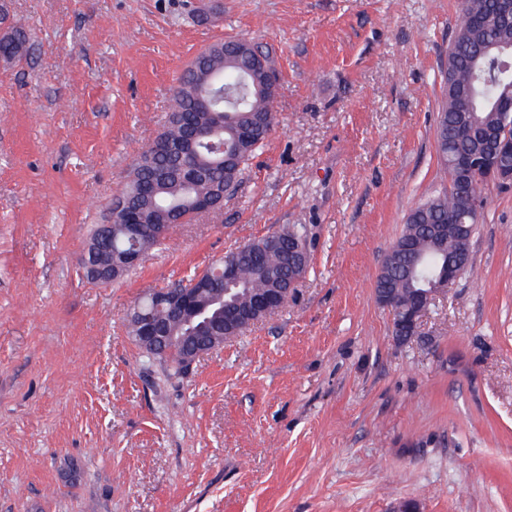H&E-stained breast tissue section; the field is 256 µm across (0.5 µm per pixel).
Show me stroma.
<instances>
[{
    "label": "stroma",
    "mask_w": 512,
    "mask_h": 512,
    "mask_svg": "<svg viewBox=\"0 0 512 512\" xmlns=\"http://www.w3.org/2000/svg\"><path fill=\"white\" fill-rule=\"evenodd\" d=\"M0 61V512H512V185L408 343L374 288L436 153L461 0H7ZM269 48L276 126L220 211L128 275L79 260L209 46ZM303 226L287 305L168 375L152 289ZM26 34L21 28L9 27L0 33V59L5 62L20 60L27 52Z\"/></svg>",
    "instance_id": "obj_1"
}]
</instances>
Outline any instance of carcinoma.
I'll return each instance as SVG.
<instances>
[{
    "instance_id": "obj_1",
    "label": "carcinoma",
    "mask_w": 512,
    "mask_h": 512,
    "mask_svg": "<svg viewBox=\"0 0 512 512\" xmlns=\"http://www.w3.org/2000/svg\"><path fill=\"white\" fill-rule=\"evenodd\" d=\"M494 0H462L461 20L448 50L444 77V101L436 125V146L440 171L448 179L444 190L418 204L407 214L404 229L385 256L378 276L379 288H394L406 303L426 288L437 270L450 258H458L470 242L450 237L438 241L433 229L448 223V213L474 233L480 217L460 208L464 195L481 197L484 180L460 179L453 167L457 154L472 156L476 166L490 148L489 133L498 128L499 114L512 113V99L504 96L512 85V66L504 64L495 45L512 46V24L494 23ZM25 32L12 26L0 33V59L13 62L27 52ZM270 51L245 40L224 42L218 50L202 51L183 74L174 91V104L155 146L148 148L131 167L119 192L124 203L141 215L138 234L150 251L164 241L165 233L195 217L196 202L216 188L232 190L255 153L270 137L275 116L271 96L258 93L255 84L262 75L253 71V61ZM473 94L470 111L458 109L461 97ZM209 100V107L199 99ZM108 223L112 232L95 229L90 243L95 246L94 262L110 266L128 243L122 212L111 207ZM298 227L271 232L249 244L247 252L234 251L236 292L224 306L220 319L201 333L184 320L168 316L167 309H153L157 320L169 322L176 341L156 352L173 374L187 369L184 356L195 344L192 337L222 336L229 326L242 324V315L257 299L281 287L288 270V238L301 236ZM184 287L199 291L200 301L209 304L224 291V261L202 276L184 280Z\"/></svg>"
}]
</instances>
